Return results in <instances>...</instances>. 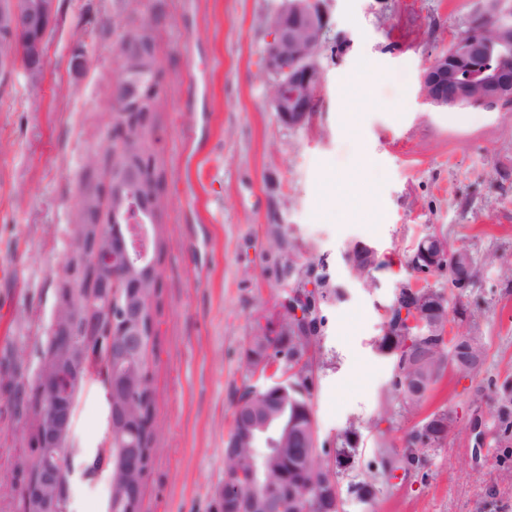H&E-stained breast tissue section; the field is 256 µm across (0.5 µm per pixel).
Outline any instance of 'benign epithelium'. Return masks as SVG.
I'll use <instances>...</instances> for the list:
<instances>
[{
	"label": "benign epithelium",
	"instance_id": "7a95c632",
	"mask_svg": "<svg viewBox=\"0 0 512 512\" xmlns=\"http://www.w3.org/2000/svg\"><path fill=\"white\" fill-rule=\"evenodd\" d=\"M326 0H281L267 15V41L262 63L272 77L268 107L278 121L292 129L307 125L324 83L318 57L311 54L315 43L326 41L331 28ZM483 26L459 36L436 54L421 77V94L433 106L447 109L475 107L505 109L512 105V67L484 69L477 83L458 77L457 67L476 59L493 45L512 46V9L502 0H490L483 11ZM54 23V0H0V73L10 71L23 59L28 74L40 75L48 33ZM141 97L121 90L122 111L113 113L112 125L118 142L147 124L148 114L137 111ZM150 177L141 165L128 168L108 184L107 207L97 198L78 220L79 252L67 263L70 288L59 292V314L53 325L55 340L52 368L37 380L41 408L37 418L36 447L42 465L34 480L24 484L25 512H72L73 466L61 451L73 437L76 397L96 375L94 356L83 337L97 335L98 318L107 321V353L118 361H131L144 349L145 337L156 334L153 313L159 289L155 259L154 224L159 210L155 199L135 194L130 184ZM453 254L461 278L468 279L472 256L466 250L451 252L448 239L439 231L430 234V244L413 255L419 268L435 267L438 259ZM407 327L383 334L410 335L416 326L423 335L447 336L449 309L445 295L424 285ZM297 294L290 291L276 310L260 314L254 337L273 340L285 335V308L304 323ZM109 432L106 447L123 448L124 433L134 422V411L142 387L141 379L126 368L108 373ZM237 426L233 448H252L256 457L248 466L224 467V478L214 496V512H235L238 496L247 512H266L272 505L280 512H300L311 500L322 512H342L343 499L334 471L297 476L289 459L317 451L316 431L286 422L271 404L257 408L246 399L236 406ZM141 469L137 454L124 452L116 470L130 476Z\"/></svg>",
	"mask_w": 512,
	"mask_h": 512
}]
</instances>
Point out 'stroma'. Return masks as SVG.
I'll use <instances>...</instances> for the list:
<instances>
[{
    "mask_svg": "<svg viewBox=\"0 0 512 512\" xmlns=\"http://www.w3.org/2000/svg\"><path fill=\"white\" fill-rule=\"evenodd\" d=\"M280 0H55L39 80L15 66L0 82V358L14 355L35 386L40 344L58 302L59 272L89 190L106 194L113 83L121 39L149 26L166 103L149 148L164 171L167 205L156 228L159 291L156 458L142 512H213L224 441L258 314L288 289L270 246L275 229L303 261H325L341 296L322 303L312 412L321 460L356 426L359 451L340 478L344 512H512V446L496 447L489 380H512V112L473 109L466 124L420 92L435 54L487 0H328L324 83L309 124L291 129L267 106L266 16ZM355 173L336 207L328 175ZM441 230L468 249L479 277L461 331L481 336L483 365L445 371L423 407L405 412L389 391L392 358L374 341L420 238ZM376 249L371 279L347 253ZM452 412L444 447L419 469L380 474L378 450L401 449L412 426ZM108 390L91 379L76 400L72 457L96 455L108 435ZM28 444L0 399V512ZM377 478L362 502L350 485ZM106 472L75 478L73 512H105Z\"/></svg>",
    "mask_w": 512,
    "mask_h": 512,
    "instance_id": "stroma-1",
    "label": "stroma"
}]
</instances>
